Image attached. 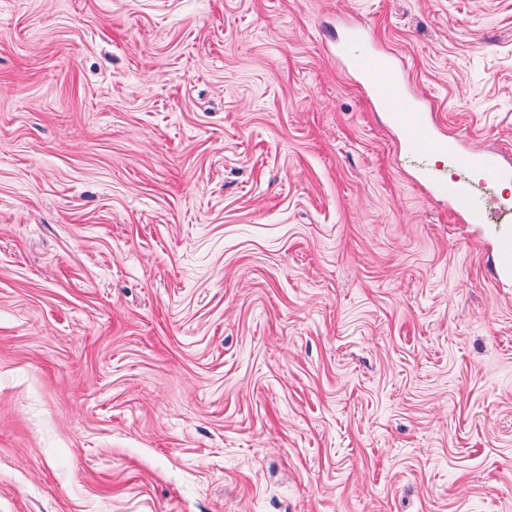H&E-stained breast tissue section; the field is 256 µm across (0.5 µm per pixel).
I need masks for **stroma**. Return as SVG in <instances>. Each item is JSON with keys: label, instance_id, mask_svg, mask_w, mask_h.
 <instances>
[{"label": "stroma", "instance_id": "stroma-1", "mask_svg": "<svg viewBox=\"0 0 512 512\" xmlns=\"http://www.w3.org/2000/svg\"><path fill=\"white\" fill-rule=\"evenodd\" d=\"M360 24L512 158V0H0V512H512V283ZM370 42L366 30H354L336 41V59L366 90L372 103L387 112L404 149L428 161L418 177L428 194L447 202L450 214L460 221L487 224L489 202L476 193L475 183L511 181L512 165L494 153L475 149L464 153L458 142L449 141L432 108L410 92L403 68L392 57L373 50ZM434 157H444L455 170L448 174L433 165Z\"/></svg>", "mask_w": 512, "mask_h": 512}]
</instances>
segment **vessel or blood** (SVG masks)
<instances>
[{
	"instance_id": "b4317fda",
	"label": "vessel or blood",
	"mask_w": 512,
	"mask_h": 512,
	"mask_svg": "<svg viewBox=\"0 0 512 512\" xmlns=\"http://www.w3.org/2000/svg\"><path fill=\"white\" fill-rule=\"evenodd\" d=\"M366 30L343 36L335 46L345 72L366 90L372 103L387 112L406 151L426 159L418 180L432 197L445 201L450 214L467 224L487 219L488 202L475 191L476 184L512 180V165L494 153L462 151L449 141L436 114L409 90L403 68L370 46Z\"/></svg>"
}]
</instances>
